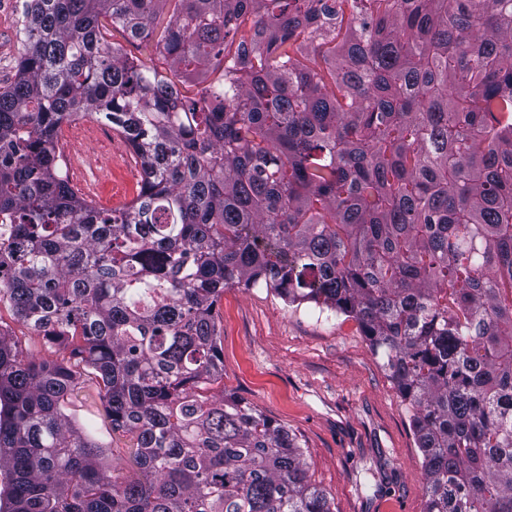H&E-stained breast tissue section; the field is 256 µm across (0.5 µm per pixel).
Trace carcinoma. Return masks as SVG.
Here are the masks:
<instances>
[{"mask_svg":"<svg viewBox=\"0 0 512 512\" xmlns=\"http://www.w3.org/2000/svg\"><path fill=\"white\" fill-rule=\"evenodd\" d=\"M19 41L0 303L93 371L136 474L67 413L79 372L0 332V512H333L296 436L204 394L235 285L358 323L425 512H512V0H24ZM86 116L140 165L122 208L57 163Z\"/></svg>","mask_w":512,"mask_h":512,"instance_id":"1","label":"carcinoma"}]
</instances>
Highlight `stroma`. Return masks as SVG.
<instances>
[{
  "instance_id": "1",
  "label": "stroma",
  "mask_w": 512,
  "mask_h": 512,
  "mask_svg": "<svg viewBox=\"0 0 512 512\" xmlns=\"http://www.w3.org/2000/svg\"><path fill=\"white\" fill-rule=\"evenodd\" d=\"M23 0H0V86L15 78ZM71 186L113 209L137 194L139 165L124 137L92 118L64 124ZM224 388L296 434L312 481L334 512H424L423 455L410 412L357 322L311 304L295 308L264 288H225L218 304ZM127 475L128 437L114 432L94 376L69 404Z\"/></svg>"
}]
</instances>
